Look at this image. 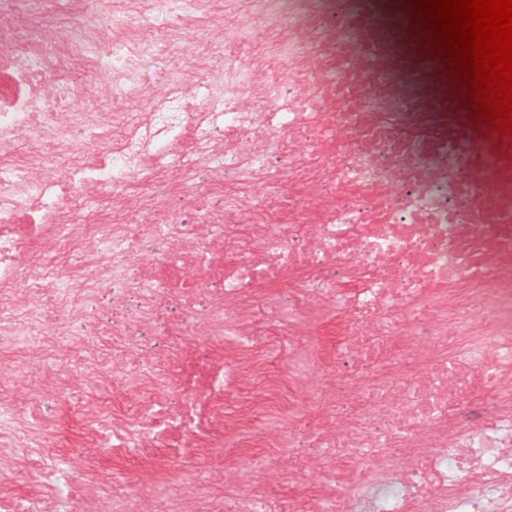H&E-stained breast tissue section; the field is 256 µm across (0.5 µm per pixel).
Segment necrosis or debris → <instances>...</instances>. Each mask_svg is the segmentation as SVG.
Returning <instances> with one entry per match:
<instances>
[{"instance_id":"1","label":"necrosis or debris","mask_w":512,"mask_h":512,"mask_svg":"<svg viewBox=\"0 0 512 512\" xmlns=\"http://www.w3.org/2000/svg\"><path fill=\"white\" fill-rule=\"evenodd\" d=\"M411 19L404 0H63L39 23L0 0V335L19 309L48 343L112 339L62 383L0 362V428L27 443L20 411L118 373L128 408L87 407L113 455L198 447L228 400L225 439L267 464L301 435L324 451L288 497L202 485L154 512H512V147L477 129ZM157 55L163 83L140 82ZM104 292L126 314L88 330ZM196 296L191 321L168 317ZM266 308L288 324L277 405ZM324 314L335 354L311 337ZM223 326L201 385L186 352L144 340ZM264 413L287 437L256 434ZM42 479L48 495L0 512H74L69 469ZM111 483L83 512H139L137 474Z\"/></svg>"}]
</instances>
